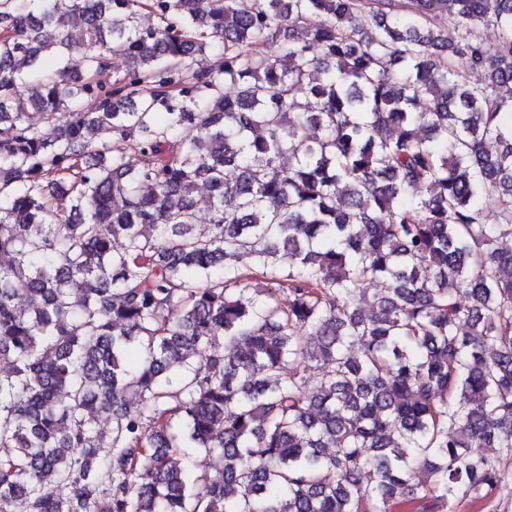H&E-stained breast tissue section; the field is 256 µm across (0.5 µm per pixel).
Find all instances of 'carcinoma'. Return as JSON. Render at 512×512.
Returning a JSON list of instances; mask_svg holds the SVG:
<instances>
[{"instance_id": "1", "label": "carcinoma", "mask_w": 512, "mask_h": 512, "mask_svg": "<svg viewBox=\"0 0 512 512\" xmlns=\"http://www.w3.org/2000/svg\"><path fill=\"white\" fill-rule=\"evenodd\" d=\"M506 85L512 0H0V512L490 498L512 460ZM185 447L220 467L173 465Z\"/></svg>"}]
</instances>
